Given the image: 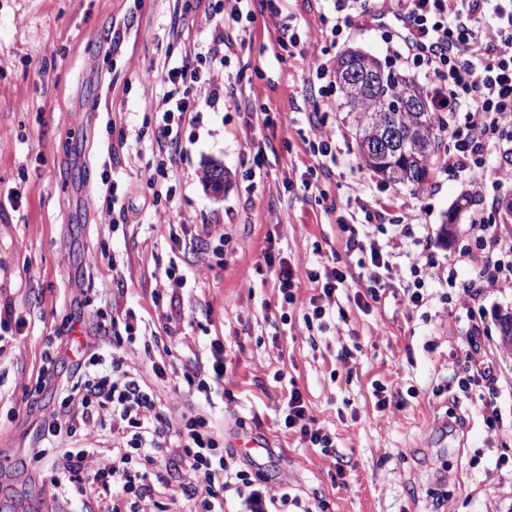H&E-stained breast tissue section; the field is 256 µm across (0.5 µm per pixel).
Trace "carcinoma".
Wrapping results in <instances>:
<instances>
[{"instance_id": "cac0c4a2", "label": "carcinoma", "mask_w": 512, "mask_h": 512, "mask_svg": "<svg viewBox=\"0 0 512 512\" xmlns=\"http://www.w3.org/2000/svg\"><path fill=\"white\" fill-rule=\"evenodd\" d=\"M356 67L368 71L374 84H344L345 72ZM336 83L365 165L387 183L425 187L441 141L438 113L432 111L430 103L419 113L392 111L395 100L406 90L428 99L424 89L414 78L398 74L376 57L359 51L337 58ZM391 120L402 132L405 147L399 151L380 145V135Z\"/></svg>"}]
</instances>
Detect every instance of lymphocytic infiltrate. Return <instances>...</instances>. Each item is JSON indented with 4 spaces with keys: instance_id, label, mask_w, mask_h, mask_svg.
<instances>
[{
    "instance_id": "lymphocytic-infiltrate-1",
    "label": "lymphocytic infiltrate",
    "mask_w": 512,
    "mask_h": 512,
    "mask_svg": "<svg viewBox=\"0 0 512 512\" xmlns=\"http://www.w3.org/2000/svg\"><path fill=\"white\" fill-rule=\"evenodd\" d=\"M406 18L412 31L383 30L396 65L422 76L434 91L433 109L447 118L451 147L442 165L479 179L491 144L512 140V0H336L322 16L324 34L338 38L355 18L368 15ZM195 60L185 57L167 71L169 85L157 112L154 139L158 152L150 184L168 176L183 150L182 128L193 112L189 92L198 83L213 84ZM464 122H457V114ZM315 169L329 171L337 160L334 131L323 113L308 118ZM386 215L364 208L362 215L337 216L352 248L367 262L368 285L357 302L376 297L389 285L393 254L377 236L357 238V224H384ZM471 232L482 251L473 260V279L459 283L461 298L472 288L512 284V242L492 233L484 216H474ZM96 341L87 342L66 385L64 410L44 423L45 441L35 451L46 463V477L63 493L91 494L103 512H141L162 494L188 512H224V494L234 491L242 512H312L300 497L272 494L256 487L246 470L225 459L209 419L200 414L168 416L158 391L147 379L171 383L205 405L224 385V341L212 338L206 366L175 369L172 347L132 366L128 360L145 333L133 310L99 322ZM110 417L118 441L108 458L77 443L82 429ZM167 458L159 468L158 458Z\"/></svg>"
}]
</instances>
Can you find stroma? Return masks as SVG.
Masks as SVG:
<instances>
[{
    "label": "stroma",
    "instance_id": "1",
    "mask_svg": "<svg viewBox=\"0 0 512 512\" xmlns=\"http://www.w3.org/2000/svg\"><path fill=\"white\" fill-rule=\"evenodd\" d=\"M281 8L303 53L281 50L260 16L235 33L219 79L237 96L195 85L199 107L183 128L173 194L157 198L147 163L165 72L206 53L225 0H0V197L17 196L0 209V306L25 320L22 336L0 340V458L32 449L41 417L59 406L55 385L36 387L48 339L71 336L77 315L130 309L182 361L205 359L209 340L223 338L224 406L209 420L237 467L272 492L288 489L325 503V512H512V352L501 349L497 325L498 311L512 309V285L483 289L465 309L446 283L451 273L472 276V215L512 236L504 208L512 182L499 178L512 146L488 151L480 181L437 169L421 189L384 182L360 164L339 91L323 98L307 83L317 58L332 68L359 50L388 62L374 24L356 20L333 43L318 33L334 0H282ZM147 67L156 75L150 85L138 80ZM263 108L268 125H248ZM317 108L328 113L338 151L321 193L302 184L313 159L300 132ZM214 161L226 172L218 193L203 181ZM109 180L124 211L113 208ZM464 196L472 205L456 209ZM361 202L395 219L386 235L391 286L366 312L354 302L366 271L336 222ZM450 218L456 232L445 238ZM155 224L172 231L152 232ZM424 260L434 277L414 306L404 289L412 264ZM286 265L295 271L291 304L278 290ZM334 267L347 274L337 292L342 312L326 330L307 329L317 292L307 274ZM171 268L186 283L169 301ZM479 369L502 414L493 432L480 390L457 388ZM379 386L390 400L384 409ZM293 388L331 452L285 427ZM254 437L265 452L246 453ZM44 469L29 454L1 466L0 503L99 512L93 497L53 494Z\"/></svg>",
    "mask_w": 512,
    "mask_h": 512
}]
</instances>
